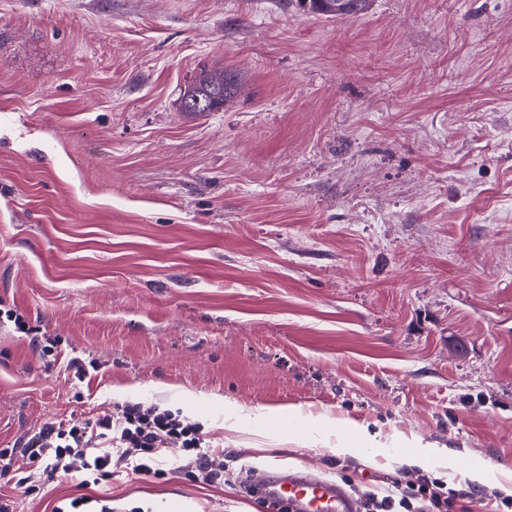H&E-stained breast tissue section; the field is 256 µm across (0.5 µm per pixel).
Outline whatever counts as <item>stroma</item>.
<instances>
[{"instance_id":"35a3bbf8","label":"stroma","mask_w":512,"mask_h":512,"mask_svg":"<svg viewBox=\"0 0 512 512\" xmlns=\"http://www.w3.org/2000/svg\"><path fill=\"white\" fill-rule=\"evenodd\" d=\"M205 66L240 92L181 111ZM0 304L55 357L0 325V448L130 403L201 425L213 482L163 451L98 489L112 512H265L271 465L512 512V0H0ZM352 422L375 445L333 453ZM308 9L326 18H355L370 7L371 0H298ZM5 321L13 323L18 332L27 336L32 335L30 337L31 346L36 350H41L43 355H49L52 346L44 344V338L37 336V330L29 325L26 317L16 309L5 306L2 308V305H0V323Z\"/></svg>"}]
</instances>
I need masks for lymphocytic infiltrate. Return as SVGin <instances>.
Segmentation results:
<instances>
[{"label":"lymphocytic infiltrate","instance_id":"lymphocytic-infiltrate-1","mask_svg":"<svg viewBox=\"0 0 512 512\" xmlns=\"http://www.w3.org/2000/svg\"><path fill=\"white\" fill-rule=\"evenodd\" d=\"M177 446L204 479L213 476L212 452L200 428L182 421L166 409L142 411L126 406L120 418H98L94 429L76 424L52 423L42 426L20 449H0V474L13 471L17 458L42 465L43 475L75 474L82 487L109 480L115 464H128L135 473H156L158 451ZM465 491L438 479H422L416 488H396L377 500V512H468Z\"/></svg>","mask_w":512,"mask_h":512}]
</instances>
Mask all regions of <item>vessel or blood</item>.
I'll return each instance as SVG.
<instances>
[{
  "mask_svg": "<svg viewBox=\"0 0 512 512\" xmlns=\"http://www.w3.org/2000/svg\"><path fill=\"white\" fill-rule=\"evenodd\" d=\"M258 500L288 505L293 512H360V504L342 485L305 468L263 470L254 481Z\"/></svg>",
  "mask_w": 512,
  "mask_h": 512,
  "instance_id": "b4317fda",
  "label": "vessel or blood"
}]
</instances>
